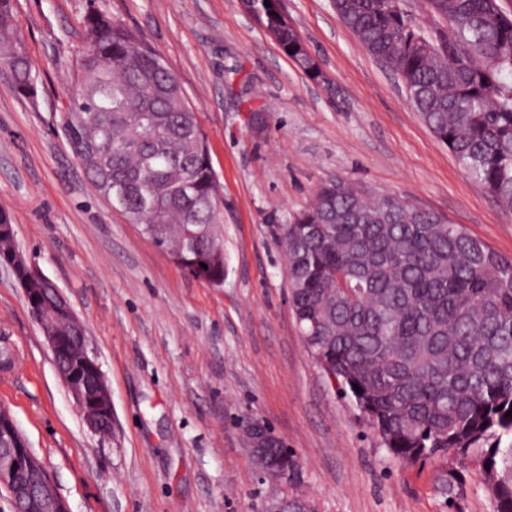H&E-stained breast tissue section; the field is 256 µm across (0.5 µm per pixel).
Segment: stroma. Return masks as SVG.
Masks as SVG:
<instances>
[{"mask_svg": "<svg viewBox=\"0 0 512 512\" xmlns=\"http://www.w3.org/2000/svg\"><path fill=\"white\" fill-rule=\"evenodd\" d=\"M283 6L325 81L240 0H16L39 95L30 103L0 73V210L87 329L112 394V439L84 425L4 270L0 406L69 512H271L244 442L251 419L295 455L300 481L283 493L311 512L495 510L478 462L449 500L446 459L402 463L342 395L289 305L279 227L342 180L432 209L512 258V210L435 138L330 0ZM92 10L154 46L197 112L224 198L223 284L187 275L113 212L71 152L62 117Z\"/></svg>", "mask_w": 512, "mask_h": 512, "instance_id": "35a3bbf8", "label": "stroma"}]
</instances>
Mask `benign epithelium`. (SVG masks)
I'll list each match as a JSON object with an SVG mask.
<instances>
[{
    "mask_svg": "<svg viewBox=\"0 0 512 512\" xmlns=\"http://www.w3.org/2000/svg\"><path fill=\"white\" fill-rule=\"evenodd\" d=\"M2 267L13 272L27 267L34 277L48 280L39 266L18 250L12 252L8 260L0 262ZM24 294L52 353L57 373L86 427L100 437L112 436V397L96 357L89 350L85 325L61 291H56L52 302L35 294L33 288L24 289ZM245 437L255 465L261 475H266L263 460L269 449L280 446L279 441L256 420L247 422ZM34 464L35 460L19 450L17 444L10 441L0 446V485L9 493L13 505H23L26 512H68L53 482L37 476ZM21 469L29 470L27 484H15L10 479Z\"/></svg>",
    "mask_w": 512,
    "mask_h": 512,
    "instance_id": "obj_1",
    "label": "benign epithelium"
}]
</instances>
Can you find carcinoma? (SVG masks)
Masks as SVG:
<instances>
[{
  "mask_svg": "<svg viewBox=\"0 0 512 512\" xmlns=\"http://www.w3.org/2000/svg\"><path fill=\"white\" fill-rule=\"evenodd\" d=\"M270 5H265V2ZM282 0H259L278 46L312 78L317 61L298 32L279 23ZM372 56L409 89L421 121L501 206L512 208V17L498 0H424L437 22L410 23L403 0H331ZM77 92L63 121L77 159L109 134L106 168L86 164L98 193L108 180L135 186L125 219L191 276L224 280L220 184L197 113L165 59L104 12L85 16ZM14 91L37 96V79L0 0V65ZM366 199L340 181L282 225L289 302L323 359L383 445L402 462L446 458L448 497L457 466L477 454L495 512H512V258L431 209ZM207 236L189 243L190 213ZM206 267H201L200 263ZM359 389H354L353 385ZM277 482L299 466L285 448L268 457Z\"/></svg>",
  "mask_w": 512,
  "mask_h": 512,
  "instance_id": "obj_1",
  "label": "carcinoma"
}]
</instances>
